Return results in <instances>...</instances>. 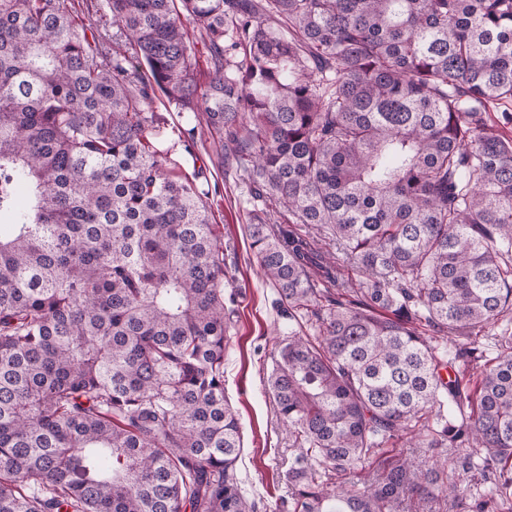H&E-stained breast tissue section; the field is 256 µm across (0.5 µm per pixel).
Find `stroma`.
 <instances>
[{
	"label": "stroma",
	"mask_w": 512,
	"mask_h": 512,
	"mask_svg": "<svg viewBox=\"0 0 512 512\" xmlns=\"http://www.w3.org/2000/svg\"><path fill=\"white\" fill-rule=\"evenodd\" d=\"M159 112L169 129L167 144L174 157L186 170H203L219 187L211 202L227 244L224 290L236 297L229 324L232 342L224 360V389L242 426L238 470L245 494L256 502L257 512H267L268 506L288 496L284 474L297 451L291 448L267 391L282 333L276 290L263 277L247 232L258 203L241 173L213 165L209 145L185 152L174 130L186 124L187 113L171 105L160 106Z\"/></svg>",
	"instance_id": "1"
}]
</instances>
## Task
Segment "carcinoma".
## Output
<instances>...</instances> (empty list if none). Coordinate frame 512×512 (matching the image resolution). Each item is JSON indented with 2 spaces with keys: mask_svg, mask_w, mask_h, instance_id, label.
<instances>
[{
  "mask_svg": "<svg viewBox=\"0 0 512 512\" xmlns=\"http://www.w3.org/2000/svg\"><path fill=\"white\" fill-rule=\"evenodd\" d=\"M105 7L110 47L71 0H0V512H255L224 237L160 97L264 204L293 512H512V336L475 390L458 365L512 314V135L485 119L512 100V0Z\"/></svg>",
  "mask_w": 512,
  "mask_h": 512,
  "instance_id": "cac0c4a2",
  "label": "carcinoma"
}]
</instances>
